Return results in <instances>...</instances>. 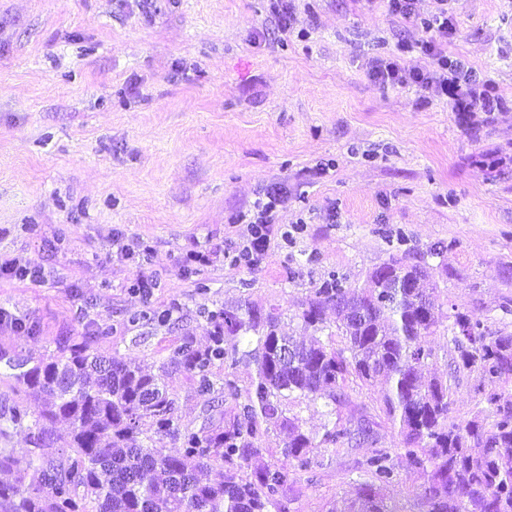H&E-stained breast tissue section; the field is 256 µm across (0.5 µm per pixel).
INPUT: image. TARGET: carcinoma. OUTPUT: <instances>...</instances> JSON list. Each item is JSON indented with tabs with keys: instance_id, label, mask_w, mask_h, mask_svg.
I'll use <instances>...</instances> for the list:
<instances>
[{
	"instance_id": "obj_1",
	"label": "carcinoma",
	"mask_w": 512,
	"mask_h": 512,
	"mask_svg": "<svg viewBox=\"0 0 512 512\" xmlns=\"http://www.w3.org/2000/svg\"><path fill=\"white\" fill-rule=\"evenodd\" d=\"M396 266L417 270L407 257L392 256L368 274L371 287L354 295L331 273L296 314L304 327L321 331L325 308L334 307L346 339L341 349L316 336L297 342L284 335V312L276 306L207 312L209 344L198 348L186 337L169 353L202 392L214 390L215 368L228 369L221 388L233 405L198 430L180 424L162 375L91 353V335L37 357L1 346L4 375L36 393L42 406L36 415L0 409V436L25 431L33 446L27 461L0 448V472L16 474L0 480V512H284L281 497L317 465L310 449L319 443L339 454L363 439L376 442L380 415L397 429L401 455L422 480L418 512H512V402L492 390L485 397L492 422L452 419L451 385L423 374L434 359L424 337L439 324L438 284L426 273L410 288H389L386 271ZM453 333L463 368L485 385L512 381V334L488 336L479 320L462 313L455 314ZM250 334L256 373L241 401L230 372L238 348L226 345V337ZM282 342L293 347V358L279 357ZM352 379L367 387L384 381L379 414L350 399ZM294 393L349 407L350 417L324 425L317 441L283 407ZM146 420L150 435L141 429ZM61 423L67 434L60 444ZM271 426L288 433L283 461L254 469L252 458ZM166 438L173 449L160 446ZM214 463L226 467L223 479H202ZM357 469L365 481L328 512H410L387 494L395 479L390 452L372 451Z\"/></svg>"
}]
</instances>
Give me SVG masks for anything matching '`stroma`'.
Masks as SVG:
<instances>
[{
  "mask_svg": "<svg viewBox=\"0 0 512 512\" xmlns=\"http://www.w3.org/2000/svg\"><path fill=\"white\" fill-rule=\"evenodd\" d=\"M280 30L270 0H0V260L45 266L0 276V307L35 333L0 344L35 355L95 334L93 350L160 371L173 343L207 342V311L276 305L283 333L330 272L356 292L394 255L429 266L443 317L427 342L454 390V419L484 409L476 372L456 369L454 313L512 333V0H450L444 49L487 80L495 111H456L417 86H382L369 60L428 65L431 34L386 0H291ZM287 231L253 267L225 263L267 190ZM140 241L129 260L113 233ZM211 253L209 264L188 261ZM152 278L148 295L133 291ZM170 311L166 325L133 314ZM183 425L219 420L172 369ZM366 447L315 449L312 482L287 512H327L353 493Z\"/></svg>",
  "mask_w": 512,
  "mask_h": 512,
  "instance_id": "35a3bbf8",
  "label": "stroma"
}]
</instances>
